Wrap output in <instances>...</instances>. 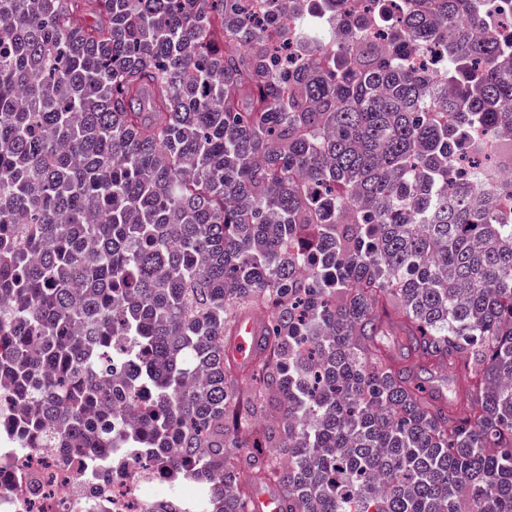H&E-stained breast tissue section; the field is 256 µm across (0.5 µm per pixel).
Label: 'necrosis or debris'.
Returning a JSON list of instances; mask_svg holds the SVG:
<instances>
[{
	"label": "necrosis or debris",
	"instance_id": "necrosis-or-debris-1",
	"mask_svg": "<svg viewBox=\"0 0 512 512\" xmlns=\"http://www.w3.org/2000/svg\"><path fill=\"white\" fill-rule=\"evenodd\" d=\"M96 449L0 448V512H170L194 483L172 477L140 448H116L89 469Z\"/></svg>",
	"mask_w": 512,
	"mask_h": 512
}]
</instances>
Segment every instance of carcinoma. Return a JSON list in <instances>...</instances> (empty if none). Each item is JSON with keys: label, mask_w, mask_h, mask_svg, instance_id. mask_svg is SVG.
Returning <instances> with one entry per match:
<instances>
[{"label": "carcinoma", "mask_w": 512, "mask_h": 512, "mask_svg": "<svg viewBox=\"0 0 512 512\" xmlns=\"http://www.w3.org/2000/svg\"><path fill=\"white\" fill-rule=\"evenodd\" d=\"M308 2L0 0V441L148 448L180 512H512V182L457 176L512 132V25ZM258 334L259 326L253 319L247 317L241 320L237 328V339L233 347V353L238 360L248 361L256 348Z\"/></svg>", "instance_id": "carcinoma-1"}]
</instances>
